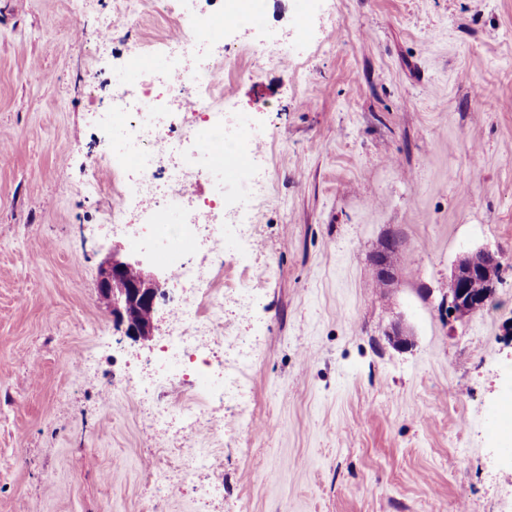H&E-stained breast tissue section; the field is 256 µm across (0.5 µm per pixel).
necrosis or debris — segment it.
Masks as SVG:
<instances>
[{
  "label": "necrosis or debris",
  "instance_id": "4bbe7bcc",
  "mask_svg": "<svg viewBox=\"0 0 512 512\" xmlns=\"http://www.w3.org/2000/svg\"><path fill=\"white\" fill-rule=\"evenodd\" d=\"M167 9L180 27L154 44L161 64L143 68L131 62L111 111L99 115L112 130V182L104 184L98 173H90L86 191L97 195L109 190L120 197L110 225L126 229L133 250L151 248L164 263L166 288L175 296L161 311L166 338L152 370L133 384L138 403L166 441L165 464L148 466L150 508L157 512L179 484L190 481L206 512H220L213 484L200 480L213 468L211 456L193 442L208 424L223 435V422L197 407L173 408L159 401L158 391L191 378L238 405L237 420L245 418L243 377L254 349L249 337H225L224 305L247 309L256 289L225 290L218 244L228 224L237 226L246 240L254 238L253 226L242 217L266 190L260 149L266 131L224 109V69L232 55L231 45L224 42V23L235 21L248 32L265 25L262 0H167ZM223 149L250 158L249 174L240 180L243 190L234 196L225 193L224 167L214 158ZM170 213L175 223H164ZM190 249L207 251L216 272L186 261Z\"/></svg>",
  "mask_w": 512,
  "mask_h": 512
}]
</instances>
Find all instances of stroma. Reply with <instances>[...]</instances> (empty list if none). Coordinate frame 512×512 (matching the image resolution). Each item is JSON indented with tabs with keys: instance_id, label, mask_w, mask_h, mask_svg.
<instances>
[{
	"instance_id": "obj_1",
	"label": "stroma",
	"mask_w": 512,
	"mask_h": 512,
	"mask_svg": "<svg viewBox=\"0 0 512 512\" xmlns=\"http://www.w3.org/2000/svg\"><path fill=\"white\" fill-rule=\"evenodd\" d=\"M305 36L302 65L258 63L249 35L225 106L267 130L269 193L233 227L224 279L257 281L247 317L253 431L219 399L202 430L224 512H512V0H265ZM112 0H0V512H145L154 431L130 339L99 302L110 180L106 106L128 56L179 22L148 10L95 37ZM395 277L375 285L384 241ZM500 249L489 307L448 317L455 263ZM402 326L400 349L389 332Z\"/></svg>"
}]
</instances>
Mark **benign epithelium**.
Instances as JSON below:
<instances>
[{
  "instance_id": "7a95c632",
  "label": "benign epithelium",
  "mask_w": 512,
  "mask_h": 512,
  "mask_svg": "<svg viewBox=\"0 0 512 512\" xmlns=\"http://www.w3.org/2000/svg\"><path fill=\"white\" fill-rule=\"evenodd\" d=\"M398 242L389 241L386 253L375 260L377 274L386 282L394 277L387 254L395 251ZM503 254L482 248L461 258L454 267L452 288L444 299L451 316L465 319L477 313L492 297L503 280ZM165 279L144 271L140 264L123 259L112 249L100 265L97 279L99 299L112 311L114 321L125 327L127 336L135 341H148L154 335L156 302L163 294ZM478 282L481 288H471Z\"/></svg>"
}]
</instances>
